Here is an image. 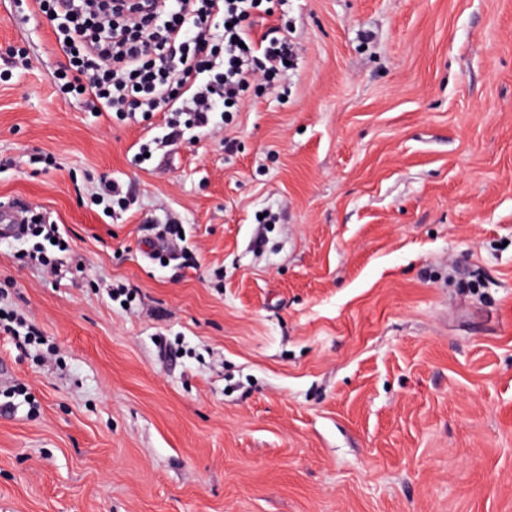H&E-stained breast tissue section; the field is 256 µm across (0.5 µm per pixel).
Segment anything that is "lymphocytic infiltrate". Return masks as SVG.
I'll return each mask as SVG.
<instances>
[{"label":"lymphocytic infiltrate","mask_w":512,"mask_h":512,"mask_svg":"<svg viewBox=\"0 0 512 512\" xmlns=\"http://www.w3.org/2000/svg\"><path fill=\"white\" fill-rule=\"evenodd\" d=\"M263 0H35L58 21L72 73L67 92L95 112L166 115L164 141L208 130L216 112L237 111L251 84L276 88L293 60L287 36H255Z\"/></svg>","instance_id":"lymphocytic-infiltrate-1"}]
</instances>
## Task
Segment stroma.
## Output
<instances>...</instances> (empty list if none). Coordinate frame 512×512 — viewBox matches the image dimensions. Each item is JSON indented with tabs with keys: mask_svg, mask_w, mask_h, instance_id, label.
Instances as JSON below:
<instances>
[{
	"mask_svg": "<svg viewBox=\"0 0 512 512\" xmlns=\"http://www.w3.org/2000/svg\"><path fill=\"white\" fill-rule=\"evenodd\" d=\"M283 24L280 88L141 161L161 116L89 111L0 0V206L68 242L0 238V512H512V0Z\"/></svg>",
	"mask_w": 512,
	"mask_h": 512,
	"instance_id": "1",
	"label": "stroma"
}]
</instances>
